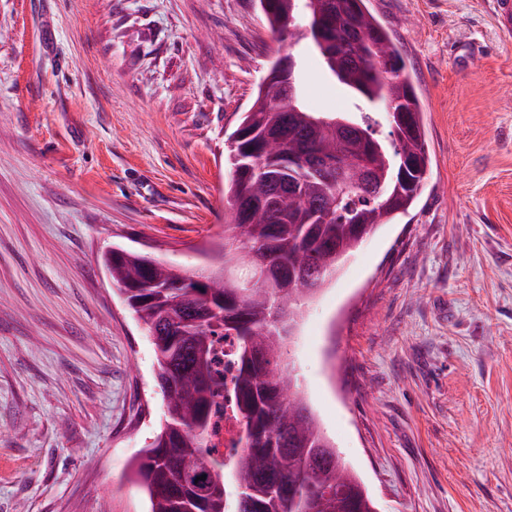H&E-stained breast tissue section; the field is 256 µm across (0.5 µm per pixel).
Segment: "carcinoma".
<instances>
[{
  "mask_svg": "<svg viewBox=\"0 0 512 512\" xmlns=\"http://www.w3.org/2000/svg\"><path fill=\"white\" fill-rule=\"evenodd\" d=\"M272 38L290 46L304 34L289 28L293 0H258ZM308 18L327 37L356 52L344 77L315 39L325 69L355 98L358 123L381 151L363 156L382 178L380 204L355 169L341 166L335 131L315 123L295 85V112L277 104L278 92L259 91L224 141L230 177L224 186V236L213 252L223 263L202 274L151 254L114 247L102 257L112 284L154 346L155 385L163 418L129 464V479L148 495L149 512H376L362 480L322 431L305 398L289 387L287 339L272 321L282 301L293 322L309 298L293 287L297 265L324 289L368 237L407 213L421 196L432 157L423 112L403 55L369 8V0H303ZM389 118L376 133L370 113ZM281 133L285 155H257L262 134ZM334 160L323 174L307 169L306 155ZM266 251L273 281L262 277L240 291L224 280V263H248ZM233 341L237 373L231 389L242 426L241 451L224 459L207 451L218 398L215 344ZM206 479H200V476Z\"/></svg>",
  "mask_w": 512,
  "mask_h": 512,
  "instance_id": "cac0c4a2",
  "label": "carcinoma"
}]
</instances>
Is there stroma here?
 <instances>
[{
  "instance_id": "obj_1",
  "label": "stroma",
  "mask_w": 512,
  "mask_h": 512,
  "mask_svg": "<svg viewBox=\"0 0 512 512\" xmlns=\"http://www.w3.org/2000/svg\"><path fill=\"white\" fill-rule=\"evenodd\" d=\"M420 97L415 206L310 302L289 367L378 512H512V36L492 0H370ZM352 107L258 0H0V512H147L150 337L101 264L197 267L224 231V140L270 61Z\"/></svg>"
}]
</instances>
